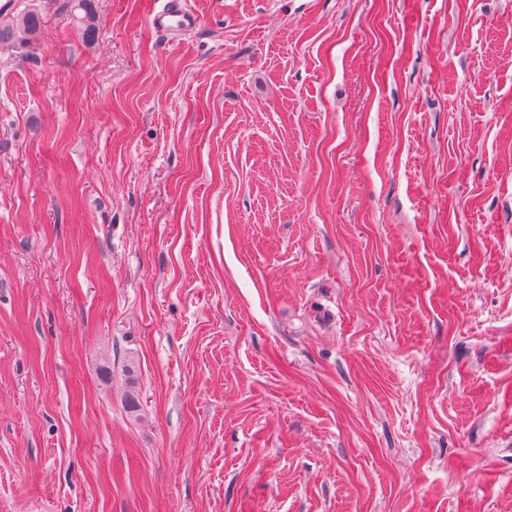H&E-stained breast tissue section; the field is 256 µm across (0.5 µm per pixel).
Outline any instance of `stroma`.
<instances>
[{"instance_id": "obj_1", "label": "stroma", "mask_w": 512, "mask_h": 512, "mask_svg": "<svg viewBox=\"0 0 512 512\" xmlns=\"http://www.w3.org/2000/svg\"><path fill=\"white\" fill-rule=\"evenodd\" d=\"M186 4L15 0L0 512H512V0ZM44 22L43 15L36 10H26L15 15L12 11V1H10L0 8V43L17 41L25 44L27 39L25 36L36 35ZM63 11L70 12L77 24L80 26L81 35L85 38H92L96 34L94 20L96 18L95 0H64L60 7ZM82 12L79 16L76 12ZM158 5L152 2L149 20L152 27L159 32L176 35L193 30L198 25L197 15L182 0H167Z\"/></svg>"}]
</instances>
